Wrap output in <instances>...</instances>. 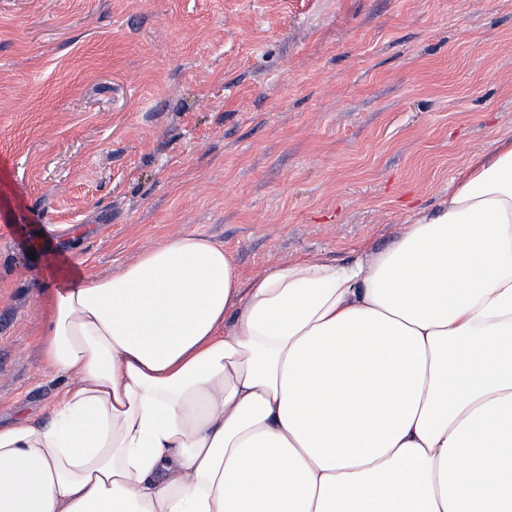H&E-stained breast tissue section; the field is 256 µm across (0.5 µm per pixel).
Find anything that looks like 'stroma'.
<instances>
[{"label": "stroma", "instance_id": "stroma-1", "mask_svg": "<svg viewBox=\"0 0 512 512\" xmlns=\"http://www.w3.org/2000/svg\"><path fill=\"white\" fill-rule=\"evenodd\" d=\"M512 139V0H0V423L52 291L193 231L243 280L385 247Z\"/></svg>", "mask_w": 512, "mask_h": 512}]
</instances>
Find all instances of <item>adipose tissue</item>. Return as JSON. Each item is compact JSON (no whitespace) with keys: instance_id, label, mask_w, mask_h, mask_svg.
Masks as SVG:
<instances>
[{"instance_id":"obj_1","label":"adipose tissue","mask_w":512,"mask_h":512,"mask_svg":"<svg viewBox=\"0 0 512 512\" xmlns=\"http://www.w3.org/2000/svg\"><path fill=\"white\" fill-rule=\"evenodd\" d=\"M0 512H512V140L339 264L195 232L51 294Z\"/></svg>"}]
</instances>
